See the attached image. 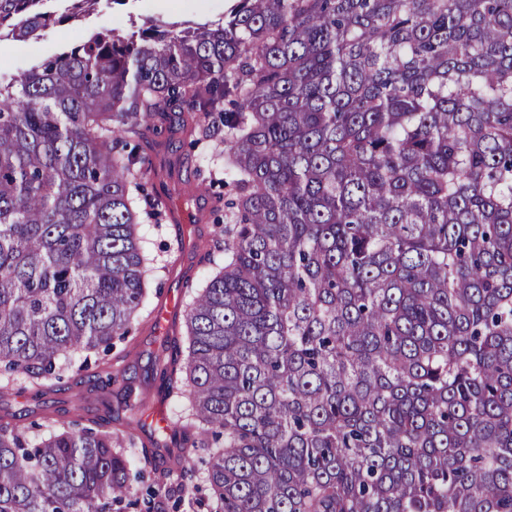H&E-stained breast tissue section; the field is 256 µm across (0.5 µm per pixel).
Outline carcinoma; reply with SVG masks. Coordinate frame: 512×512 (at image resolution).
Segmentation results:
<instances>
[{"instance_id":"1","label":"carcinoma","mask_w":512,"mask_h":512,"mask_svg":"<svg viewBox=\"0 0 512 512\" xmlns=\"http://www.w3.org/2000/svg\"><path fill=\"white\" fill-rule=\"evenodd\" d=\"M46 2L0 0V40L99 0ZM162 125L224 145L228 187L155 366L180 443L133 473L109 419L0 424V512H129L134 480L166 512L174 473L206 512H512V0H227L0 81L1 372L128 336L169 211L127 146ZM119 411L133 444L157 408Z\"/></svg>"}]
</instances>
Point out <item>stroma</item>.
<instances>
[{"label": "stroma", "instance_id": "35a3bbf8", "mask_svg": "<svg viewBox=\"0 0 512 512\" xmlns=\"http://www.w3.org/2000/svg\"><path fill=\"white\" fill-rule=\"evenodd\" d=\"M155 0H138L135 11L141 21L157 17L171 21L216 18L224 11V0H166L159 11ZM125 11L100 4L85 21H71L45 29L41 41L45 52L62 44L82 42L91 30H126ZM166 195L184 214L180 224L141 226L145 252L153 260L152 277L162 284L161 291L151 292L137 318V331L131 342L116 343L103 362L87 361L76 368L61 364L58 377L52 381L32 382L22 375H0V423H10L39 437L38 426L47 419H93L105 412L106 406L120 407L127 392L149 398L164 405L168 415L184 411L183 398L168 395L155 374V357L170 358L182 348L186 309L210 271L202 243L213 230L199 222L200 205L175 184H168ZM115 378L109 394H101L97 379L105 374Z\"/></svg>", "mask_w": 512, "mask_h": 512}]
</instances>
